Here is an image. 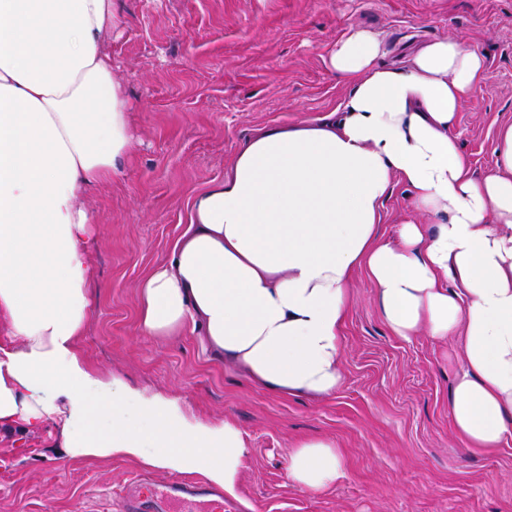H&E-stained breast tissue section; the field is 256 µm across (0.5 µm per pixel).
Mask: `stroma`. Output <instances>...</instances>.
Here are the masks:
<instances>
[{
    "mask_svg": "<svg viewBox=\"0 0 512 512\" xmlns=\"http://www.w3.org/2000/svg\"><path fill=\"white\" fill-rule=\"evenodd\" d=\"M123 19L106 47L127 90L132 154L86 194L94 218L91 310L78 353L94 374L177 401L190 416L241 429L248 454L230 512H512V445L467 447L448 412L457 366L450 344L393 335L365 271L353 274L344 327V382L329 397L282 398L255 388L204 352L199 333L144 336L139 284L169 256L189 222L192 195L223 181L258 129L312 122L349 92L328 66L355 26L377 34L380 64L404 67L422 43L464 36L486 78L457 112L475 175L495 162L512 125V0H116ZM415 211L394 184L379 232L393 238ZM328 440L344 475L309 493L286 475L288 452ZM53 426L0 430V512H120L143 472L128 459L58 454Z\"/></svg>",
    "mask_w": 512,
    "mask_h": 512,
    "instance_id": "stroma-1",
    "label": "stroma"
}]
</instances>
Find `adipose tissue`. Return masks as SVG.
<instances>
[{
  "instance_id": "ef3b65f1",
  "label": "adipose tissue",
  "mask_w": 512,
  "mask_h": 512,
  "mask_svg": "<svg viewBox=\"0 0 512 512\" xmlns=\"http://www.w3.org/2000/svg\"><path fill=\"white\" fill-rule=\"evenodd\" d=\"M120 24L112 0H0V427L50 423L70 456L178 470L233 496L248 453L234 423L103 381L77 354L92 275L81 196L131 152L126 90L103 47ZM379 53L376 35L349 29L329 56L352 86L343 108L258 130L223 182L194 195L187 230L140 285V332L190 324L256 387L330 395L360 268L395 336L457 343L452 423L472 447L498 448L512 438V125L496 169L475 177L455 127L486 77L482 53L460 36L422 44L406 69ZM395 182L447 222L409 220L382 241ZM286 473L323 491L341 454L301 443Z\"/></svg>"
}]
</instances>
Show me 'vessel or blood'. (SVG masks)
<instances>
[{
  "instance_id": "vessel-or-blood-1",
  "label": "vessel or blood",
  "mask_w": 512,
  "mask_h": 512,
  "mask_svg": "<svg viewBox=\"0 0 512 512\" xmlns=\"http://www.w3.org/2000/svg\"><path fill=\"white\" fill-rule=\"evenodd\" d=\"M208 512H224V498L199 482L176 477L162 483L138 479L124 494L125 512H193L195 505Z\"/></svg>"
}]
</instances>
